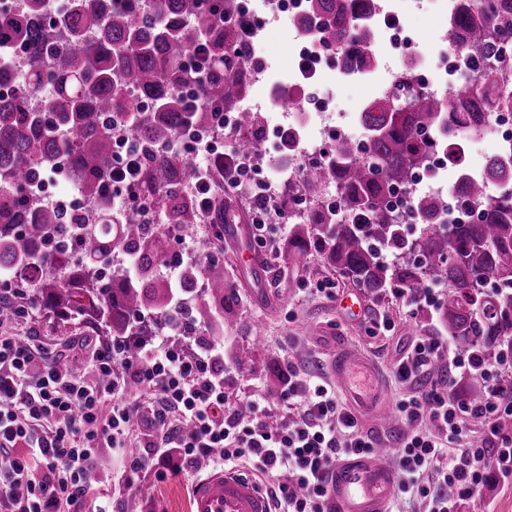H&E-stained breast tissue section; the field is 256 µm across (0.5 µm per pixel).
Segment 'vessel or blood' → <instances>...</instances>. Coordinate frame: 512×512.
<instances>
[{
	"instance_id": "b4317fda",
	"label": "vessel or blood",
	"mask_w": 512,
	"mask_h": 512,
	"mask_svg": "<svg viewBox=\"0 0 512 512\" xmlns=\"http://www.w3.org/2000/svg\"><path fill=\"white\" fill-rule=\"evenodd\" d=\"M337 387L350 405L367 416L389 409L387 390L374 362L360 350L337 344L331 362ZM391 449L347 457L332 468L329 505L332 512H389L396 477L389 464ZM194 512H272L256 479L234 471L212 470L193 487Z\"/></svg>"
}]
</instances>
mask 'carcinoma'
<instances>
[{"label":"carcinoma","mask_w":512,"mask_h":512,"mask_svg":"<svg viewBox=\"0 0 512 512\" xmlns=\"http://www.w3.org/2000/svg\"><path fill=\"white\" fill-rule=\"evenodd\" d=\"M375 0H306L298 26L336 51L346 72L361 76L379 62ZM443 40L467 55V71L448 95L413 86L408 71L393 90L365 106L360 150L336 141L333 157L297 165L310 217L292 225L282 254L300 267L319 254L335 271L377 295L426 281L448 289L437 307L448 335L491 360L512 350V142L472 177L458 169L455 190L473 208L469 224H443L432 193L414 190L426 158L448 149L455 127L485 132L497 112H512V0H463L448 18ZM208 75L191 78L187 62L199 49ZM0 51L15 71L0 67V268L24 269L38 252L45 269L32 298L62 320L90 317L106 336H146L133 314L164 316L171 288L159 276L166 235L112 210L115 133L129 130L146 151L139 191L168 223L184 232L204 220L192 191L195 167L163 145L187 128L216 126V112L244 87L240 64L250 52L237 31L200 7V0H70L48 18L45 0H19L0 13ZM260 112L238 113L241 131H256ZM91 207L63 213L36 199L32 185L57 163ZM338 204H326L329 188ZM425 227L410 236L390 203L397 192ZM78 241L70 238L72 225ZM393 249L385 263L379 250ZM116 252L131 253L136 281L103 276ZM196 295L192 322L224 317L232 287L224 265L182 270Z\"/></svg>","instance_id":"1"}]
</instances>
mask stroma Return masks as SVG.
<instances>
[{"label": "stroma", "instance_id": "35a3bbf8", "mask_svg": "<svg viewBox=\"0 0 512 512\" xmlns=\"http://www.w3.org/2000/svg\"><path fill=\"white\" fill-rule=\"evenodd\" d=\"M258 38L264 45L263 52L254 56L259 74H266L268 64L273 62L278 67L279 78L287 79L294 69L296 56L289 28L270 15L259 29ZM219 249L224 274L235 294L233 319L225 324L222 332L224 365L233 392L252 391L257 379L266 385L278 383L286 369L284 357L288 354L305 370L327 373L330 355L336 342L342 339L376 361L386 380L390 399L406 394V386L392 379L391 368L415 330H410L402 302L391 292L377 296L367 294L316 254L306 267L299 269L288 266L282 258H273L262 282L257 283L246 276L240 265V244L226 243ZM325 278L336 285L335 299H326L306 289L308 281ZM347 296L358 299V312L342 308L341 300ZM382 311L389 314L394 329L384 335H367V320ZM18 330L25 335L36 332L49 347L62 350L78 370L86 366L83 340L99 337L93 319L62 322L42 310L35 311ZM240 357L249 361V372H239L236 360ZM192 481L189 475L159 481L150 474L142 478L141 486L154 500L164 503L166 512H190Z\"/></svg>", "mask_w": 512, "mask_h": 512}]
</instances>
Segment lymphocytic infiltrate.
Wrapping results in <instances>:
<instances>
[{"mask_svg":"<svg viewBox=\"0 0 512 512\" xmlns=\"http://www.w3.org/2000/svg\"><path fill=\"white\" fill-rule=\"evenodd\" d=\"M168 150L197 158L193 190L208 205L213 140L179 137ZM139 150L128 146L112 166V205L142 215L150 203L138 191ZM170 254L159 267L172 288L153 336L136 352L113 339L93 345L88 372L61 368L62 357L36 336L17 333L31 305L20 300L18 317L0 320V512H107L98 485L88 483L100 449L123 452L118 488L132 490L141 476L156 479L245 462L266 486L274 512H328L330 468L343 456L366 454L376 441L336 394L333 382L288 363L287 381L269 396L238 395L225 385L224 343L207 330H187L189 306L179 274L205 266L206 256L177 226L167 228ZM459 377L479 380L485 400L474 404L450 380L433 376L435 361ZM501 367L476 361L441 330L424 331L393 366L396 382L412 386L396 411L407 432L396 450L397 499L418 512H461L489 481L512 483V387ZM485 422L475 433V421Z\"/></svg>","mask_w":512,"mask_h":512,"instance_id":"obj_1","label":"lymphocytic infiltrate"}]
</instances>
